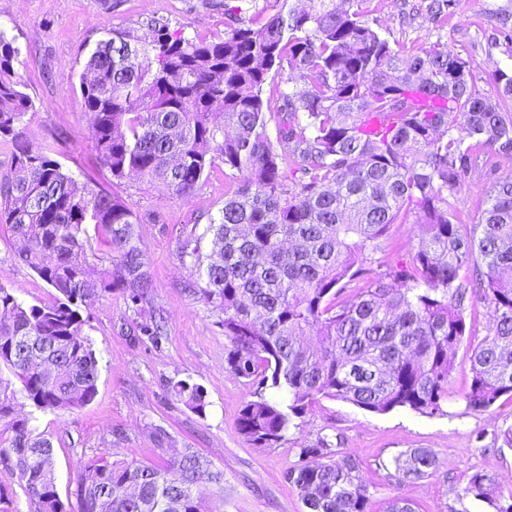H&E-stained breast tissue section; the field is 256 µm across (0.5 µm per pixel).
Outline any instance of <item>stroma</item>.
<instances>
[{
	"mask_svg": "<svg viewBox=\"0 0 512 512\" xmlns=\"http://www.w3.org/2000/svg\"><path fill=\"white\" fill-rule=\"evenodd\" d=\"M368 17L378 19L392 41L420 44L439 37L468 57L487 96L496 86L489 60L512 65V49L496 40L490 20L512 0H457L447 18L432 23L423 0H363ZM166 18L190 37L209 38L224 31V12L214 0H0V29L16 37L21 48L15 66L22 89L35 107L25 134L36 145L66 132L56 158L78 179H95L111 188L112 177L99 164L89 137L79 75L88 51L105 29L148 32L152 18ZM512 175V157L485 154L453 190L450 201L464 225L473 224L477 202L491 182ZM225 179L214 174L190 199L172 195L164 186L125 181L120 195L140 219L144 258L155 278V302L141 312L128 310L120 292L104 295L90 308L84 332L99 359L100 375L93 399L62 414L36 412L31 425L53 443V461L61 496L73 494L81 466L109 453L113 459L153 460V431L161 427L172 438L169 454L192 448L224 473L220 512H306L285 474L300 462L299 450L329 441L339 455L352 456L369 489L373 512H384L389 499L411 503L415 512H495L488 503L462 497L470 476L484 471L496 476L502 490L512 489V449L502 433L512 428V400L501 398L487 412L467 409L463 400L472 379L470 348L491 325L490 310L475 300L467 313V332L448 380L444 414L422 416L407 409L371 413L340 400L313 402L299 428L270 448H257L238 431L237 417L251 398V387L226 370V339L218 313L192 293L199 280L190 259L181 257L179 242L191 229H205L224 205ZM413 222L392 225L371 255L378 271L408 260L415 243ZM19 241L0 226V284L29 304L47 299L50 289L17 261ZM168 319V338L154 347L140 336L139 326L155 311ZM188 379L202 385L209 406L205 416L191 412L172 396L173 383ZM424 449L434 454L432 476L415 482L392 477L385 464L395 456Z\"/></svg>",
	"mask_w": 512,
	"mask_h": 512,
	"instance_id": "1",
	"label": "stroma"
}]
</instances>
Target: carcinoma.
<instances>
[{"instance_id":"cac0c4a2","label":"carcinoma","mask_w":512,"mask_h":512,"mask_svg":"<svg viewBox=\"0 0 512 512\" xmlns=\"http://www.w3.org/2000/svg\"><path fill=\"white\" fill-rule=\"evenodd\" d=\"M362 2L282 0L248 19L226 3L224 35L209 40L162 19L147 22L143 40L110 29L79 75L89 135L113 183L136 177L184 199L220 169L235 184L204 230L210 253L193 233L181 253L199 269L194 293L220 313L227 369L253 387L237 428L258 447L284 440L319 397L373 413H441L477 295L492 325L471 350L466 406L481 413L512 398V177L492 182L470 231L448 201L479 151L512 156V68H495L489 98L471 61L448 43L394 47ZM455 4L430 0L427 11L440 21ZM493 19L512 40V12ZM20 55L0 29V139L11 156L0 224L23 241L18 259L51 294L27 304L0 285V467L18 475L35 512H212L208 498L224 495V473L190 448L163 464L94 456L77 477L75 502L63 501L52 442L20 412L90 402L99 367L83 313L114 290L139 311L154 288L125 201L77 180L52 145L24 136L34 103L16 76ZM285 69L292 86L279 94L276 148L263 91ZM366 113L394 120L373 133ZM410 216L418 228L410 262L367 267L390 225ZM477 259L483 270L460 279ZM356 279L363 285L348 291ZM140 330L156 346L166 338L161 319ZM172 393L206 414L200 385L180 380ZM300 457L287 479L308 512H372L351 457L329 459L324 438ZM435 467L427 450L385 465L409 482ZM462 496L512 512V492L504 500L486 472L472 474Z\"/></svg>"}]
</instances>
